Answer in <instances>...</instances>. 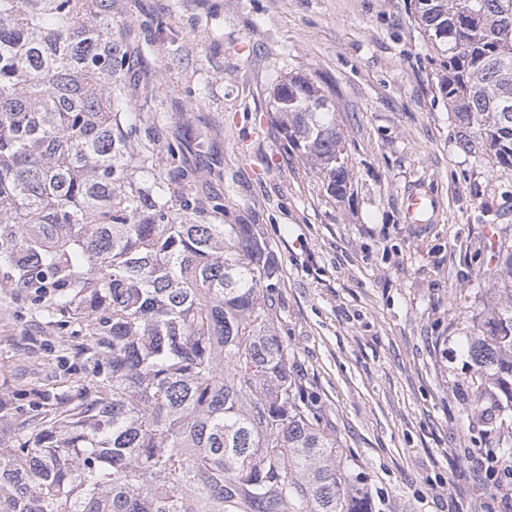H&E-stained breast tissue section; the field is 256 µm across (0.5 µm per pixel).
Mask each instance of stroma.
Here are the masks:
<instances>
[{"mask_svg":"<svg viewBox=\"0 0 512 512\" xmlns=\"http://www.w3.org/2000/svg\"><path fill=\"white\" fill-rule=\"evenodd\" d=\"M411 0H111L112 87L140 142L179 147L194 197L259 225L280 263L282 336L379 512H512L472 462L512 448L505 396L475 407L469 337L488 319L477 273L512 239V171L462 147ZM324 89L354 194L335 202L289 154L270 111L280 75ZM437 199L424 231L407 195ZM470 281L457 294L458 281ZM0 293V391L26 400L77 379L40 317Z\"/></svg>","mask_w":512,"mask_h":512,"instance_id":"35a3bbf8","label":"stroma"}]
</instances>
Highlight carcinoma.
I'll list each match as a JSON object with an SVG mask.
<instances>
[{"label":"carcinoma","mask_w":512,"mask_h":512,"mask_svg":"<svg viewBox=\"0 0 512 512\" xmlns=\"http://www.w3.org/2000/svg\"><path fill=\"white\" fill-rule=\"evenodd\" d=\"M109 0H0V290L27 299L89 379L35 392L0 436V512H375L281 336L280 266L257 224H218L112 111ZM472 157L512 170V0H414ZM271 111L332 199L352 197L320 86ZM468 350L512 400V245Z\"/></svg>","instance_id":"cac0c4a2"}]
</instances>
